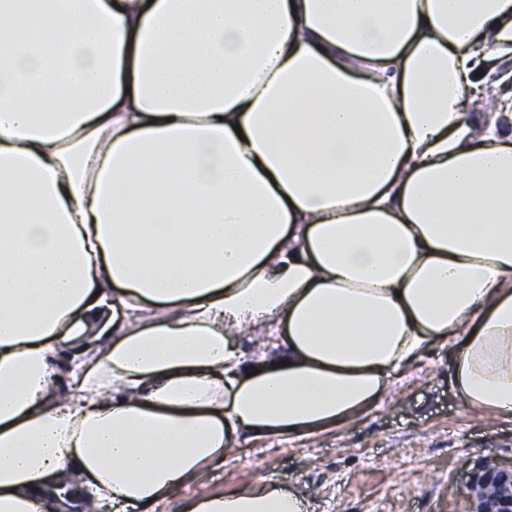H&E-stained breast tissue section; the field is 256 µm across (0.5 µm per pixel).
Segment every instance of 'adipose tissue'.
I'll return each instance as SVG.
<instances>
[{
  "mask_svg": "<svg viewBox=\"0 0 512 512\" xmlns=\"http://www.w3.org/2000/svg\"><path fill=\"white\" fill-rule=\"evenodd\" d=\"M435 346L512 416V0H0V512H157Z\"/></svg>",
  "mask_w": 512,
  "mask_h": 512,
  "instance_id": "ef3b65f1",
  "label": "adipose tissue"
}]
</instances>
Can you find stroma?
Returning <instances> with one entry per match:
<instances>
[{"instance_id": "stroma-1", "label": "stroma", "mask_w": 512, "mask_h": 512, "mask_svg": "<svg viewBox=\"0 0 512 512\" xmlns=\"http://www.w3.org/2000/svg\"><path fill=\"white\" fill-rule=\"evenodd\" d=\"M433 351L392 378L361 419L320 439L245 441L222 467L168 499L234 492L259 478L290 486L312 512H470L468 477L481 461L512 462V418L466 407Z\"/></svg>"}]
</instances>
